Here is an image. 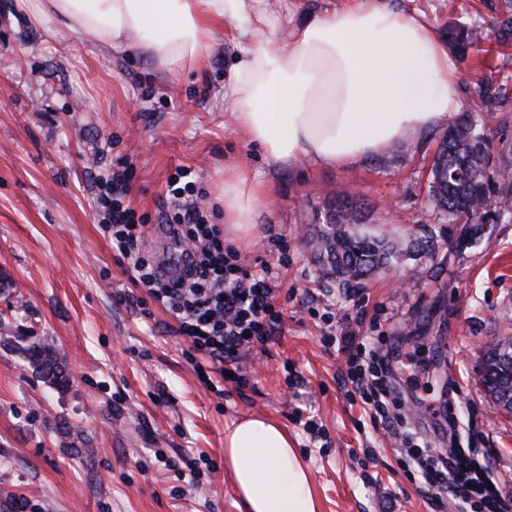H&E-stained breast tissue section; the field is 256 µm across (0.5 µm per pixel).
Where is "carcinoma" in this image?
Wrapping results in <instances>:
<instances>
[{"mask_svg": "<svg viewBox=\"0 0 512 512\" xmlns=\"http://www.w3.org/2000/svg\"><path fill=\"white\" fill-rule=\"evenodd\" d=\"M493 36L512 42V0L491 26ZM480 33L466 28L448 31V41L461 56L468 53ZM478 95L488 104L500 99L501 89L488 80L478 82ZM491 154L485 134L467 117L448 128L434 156L428 195L435 207L474 233L485 224L512 220V160H498L496 175L489 174ZM336 223L325 230L315 227L323 264L341 284L349 287L392 265L397 244L363 229V204L347 199L331 202ZM16 349L33 373L54 389L65 387L67 378L52 350L42 343L17 338ZM481 377L488 395L507 413H512V337L491 343L481 360Z\"/></svg>", "mask_w": 512, "mask_h": 512, "instance_id": "cac0c4a2", "label": "carcinoma"}]
</instances>
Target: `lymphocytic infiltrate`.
Instances as JSON below:
<instances>
[{
  "label": "lymphocytic infiltrate",
  "instance_id": "1",
  "mask_svg": "<svg viewBox=\"0 0 512 512\" xmlns=\"http://www.w3.org/2000/svg\"><path fill=\"white\" fill-rule=\"evenodd\" d=\"M132 182V169L121 166L106 178L100 198L113 251L132 267L134 284L148 288L172 317L173 335L189 340L214 372L246 385L248 377L238 364L241 349L266 344L283 322L275 304L279 292L275 280L240 264L236 250L225 244L220 226L210 223L195 203V174L186 168L169 178L162 211L178 255L163 260L144 255V219L125 202ZM338 349L347 357L348 376L364 404L387 421L409 467L421 477V493L437 512L450 502L458 512H507L499 491L491 487L487 468L474 462L477 449L461 447L453 407L443 410L449 448H433L407 428L400 413L403 403L388 384L396 372V351L366 347L352 336L341 337Z\"/></svg>",
  "mask_w": 512,
  "mask_h": 512
}]
</instances>
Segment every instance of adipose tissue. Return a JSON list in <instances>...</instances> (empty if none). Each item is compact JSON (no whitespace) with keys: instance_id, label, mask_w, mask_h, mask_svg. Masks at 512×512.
<instances>
[{"instance_id":"ef3b65f1","label":"adipose tissue","mask_w":512,"mask_h":512,"mask_svg":"<svg viewBox=\"0 0 512 512\" xmlns=\"http://www.w3.org/2000/svg\"><path fill=\"white\" fill-rule=\"evenodd\" d=\"M267 0H15L46 31L105 46L130 42L169 72L204 65L217 28L231 24L238 61L224 84L237 130L281 167L308 160L351 166L391 143L453 123L462 108L455 67L419 14L352 0L301 15V0L270 14ZM269 190L243 168L224 173V221L249 231ZM224 459L246 512H317L306 469L270 418H244L224 435Z\"/></svg>"}]
</instances>
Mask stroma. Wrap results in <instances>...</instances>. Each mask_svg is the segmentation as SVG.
I'll return each mask as SVG.
<instances>
[{
    "label": "stroma",
    "mask_w": 512,
    "mask_h": 512,
    "mask_svg": "<svg viewBox=\"0 0 512 512\" xmlns=\"http://www.w3.org/2000/svg\"><path fill=\"white\" fill-rule=\"evenodd\" d=\"M422 14L440 39L452 27L488 28L504 0H384ZM0 322L51 343L67 384L45 385L0 337V512H240L225 476L224 431L267 416L288 432L306 465L319 512H432L395 441L342 379L331 337L349 329L398 348L427 412L412 430L444 448L433 410L457 389L456 412L512 493V414L484 391V347L512 336V221L474 237L436 212L427 177L442 129L392 144L350 167L270 164L236 130L224 80L236 62L227 29L214 33L204 67L158 72L134 47L92 46L61 30L15 24L0 0ZM464 110L493 156H512V44L489 38L451 54ZM505 88L498 111L475 94L477 76ZM134 173L127 201L149 227L144 252L174 251L158 212L167 181L193 169L216 224L224 222V170L248 168L270 189L248 234L225 230L241 265L269 268L281 292L282 330L242 351L247 386L205 385L189 342L120 265L96 204L117 161ZM363 203L368 229L407 253L392 271L339 287L302 233L326 201ZM191 459L193 469L183 466Z\"/></svg>",
    "instance_id": "1"
}]
</instances>
